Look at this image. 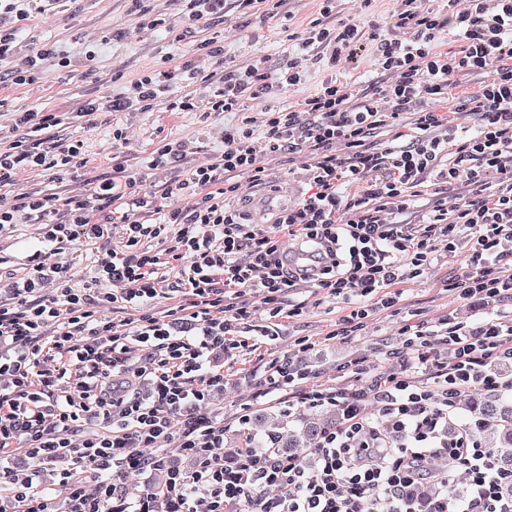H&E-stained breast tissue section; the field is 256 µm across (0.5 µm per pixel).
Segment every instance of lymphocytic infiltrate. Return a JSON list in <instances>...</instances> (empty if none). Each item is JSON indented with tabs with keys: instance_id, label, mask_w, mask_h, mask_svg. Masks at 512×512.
I'll return each instance as SVG.
<instances>
[{
	"instance_id": "1",
	"label": "lymphocytic infiltrate",
	"mask_w": 512,
	"mask_h": 512,
	"mask_svg": "<svg viewBox=\"0 0 512 512\" xmlns=\"http://www.w3.org/2000/svg\"><path fill=\"white\" fill-rule=\"evenodd\" d=\"M60 0H0V89L40 92L47 71L72 76L90 66L100 46L125 30L88 37L82 52L25 41L26 21L52 12ZM138 28L166 27L175 41L191 40L180 60L161 56L103 101L78 100L66 111L30 108L0 112V236L36 224L41 248L26 255L19 273L0 270V458L21 448L28 460L13 468L0 512H52L48 477L68 488L65 512H417L405 491L432 476L439 494L429 512H512V472L467 429L449 434L460 397L479 387L512 391V326L484 322L479 335L448 318L427 332L407 324V347L417 353L423 384L383 374L364 384L326 389L291 355L273 365L272 389L311 408L333 407L339 428L298 455L274 448H239L234 464L224 451V419L211 407L224 373L209 368L214 351L245 347L251 332L274 340L283 319L301 316L287 304L302 275L281 257L280 238L318 242L327 266L317 286L345 306L335 333L357 335L370 317L399 306L401 284L421 278L438 249H465L467 269L447 284L450 295L495 301L512 296V0H398L394 32L365 30L359 15L325 23L334 0H318L320 17L296 38L302 52L276 69L264 59L225 72L221 32L213 20L224 0H178L174 23L152 16L145 0H130ZM327 65L371 59L384 80L369 94L330 77L316 92L304 85L314 50ZM479 76L475 92L464 79ZM191 92L170 97L174 85ZM297 93L295 106L274 98ZM266 99L262 122L243 114L249 99ZM196 112L201 123L222 112L242 113L220 127L223 149L167 195L186 205L163 208L140 179L101 178L85 191L2 194L25 173L50 170L55 181L74 176L89 157L79 137L56 139L49 129L97 112ZM412 123H405V114ZM475 116L476 134L465 120ZM391 129L394 144L365 150L376 130ZM313 152L305 166L306 195L289 204L273 232L242 223L231 201L240 175L260 180L259 155ZM454 188L453 205L434 200L420 223L405 222L412 197L427 175ZM126 211L113 217L112 204ZM170 240L165 253L149 249ZM93 254L92 276L71 284L61 257ZM176 261L179 279L166 285L158 271ZM178 292L169 320L154 316L159 299ZM254 294L267 322H253L246 294ZM141 314L132 330L114 313ZM149 361L132 365L133 350ZM399 436L397 446L384 433ZM177 440L190 468L169 462L162 445ZM446 459V468L427 465ZM111 471L87 489L79 470ZM150 470L161 486L128 499L122 479ZM461 495H453L458 482Z\"/></svg>"
}]
</instances>
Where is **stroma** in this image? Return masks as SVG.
Here are the masks:
<instances>
[{
    "label": "stroma",
    "instance_id": "1",
    "mask_svg": "<svg viewBox=\"0 0 512 512\" xmlns=\"http://www.w3.org/2000/svg\"><path fill=\"white\" fill-rule=\"evenodd\" d=\"M129 7L128 0H63L46 19L28 23L23 35L36 43H60L76 53L84 36L100 29L127 25ZM317 11L316 0H284L276 17L262 19L242 11L235 0H224V16L215 27L224 33L226 69L249 66L259 53L265 56L268 66L278 67L295 48L294 42L288 39L289 34L305 28L316 18ZM188 48L185 42H169L164 31H143L121 43L108 45L92 67L79 69L69 81L48 88L40 97L13 87L0 91V98L6 99L9 107L14 109H28L39 104L65 109L87 93L105 100L122 88L123 81H115L114 73H123V80L135 78L157 61L159 51L178 57ZM116 121L128 126L133 135L130 144L113 145L112 124ZM200 127L198 115L191 112H127L118 116L101 112L78 128L59 130L63 138L80 136L95 160L93 166L82 170L78 180L55 185L49 173H34L24 176L20 186L26 190L52 187L60 194L68 195L87 189L95 179L115 174L121 167L126 174L145 178L148 189L160 195L167 184L184 178L189 166L221 152V143L202 134ZM162 138L192 141L195 152L184 161L170 164L167 170H152L149 167L152 147ZM265 167L266 181L255 182L249 175H241L243 192L233 201L241 215H248L251 196L265 189L267 181L286 177L295 193L305 190L304 171L290 169L287 157L266 161ZM465 269V252H458L452 258L440 254L424 278L405 283L403 304L398 311L374 314L358 335L346 339L331 335L341 313L340 304L326 298L314 284L298 283L288 298L293 302H305V312L300 317L285 320L277 340L263 343L255 350L237 353L232 358L221 352L213 354V364L224 369V386L213 392V407L223 412L224 423L232 430L238 426V416L253 414L260 407L271 408L282 415L289 413L296 419L308 416L309 410L304 405L291 408L281 403L278 392L269 391L265 381L268 369L292 351L295 339L300 337L308 339L311 345L302 359L312 370L315 384L331 389L342 385L358 367L368 377L383 372L405 373L414 354L405 346L400 334L404 324H419L432 329L442 319L453 315L475 334L490 314L499 315L503 323L512 322V299L485 304L448 295L444 288L448 278Z\"/></svg>",
    "mask_w": 512,
    "mask_h": 512
}]
</instances>
